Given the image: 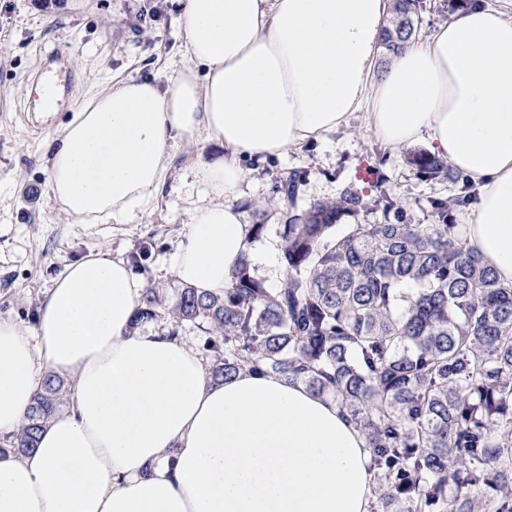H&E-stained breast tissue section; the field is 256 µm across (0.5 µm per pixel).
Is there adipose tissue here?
<instances>
[{
	"instance_id": "ef3b65f1",
	"label": "adipose tissue",
	"mask_w": 512,
	"mask_h": 512,
	"mask_svg": "<svg viewBox=\"0 0 512 512\" xmlns=\"http://www.w3.org/2000/svg\"><path fill=\"white\" fill-rule=\"evenodd\" d=\"M390 0H181L187 62L166 83L92 95L48 153L51 198L81 224L157 200L177 143L208 194L170 267L220 294L253 229L240 161L322 139L363 112L385 145L425 141L477 191L468 247L512 285V7L482 0L379 67ZM144 290L101 249L70 264L33 325L0 319V435L44 372L71 385L33 449L0 455V512H370L372 454L335 402L242 372L223 383L185 342L132 329Z\"/></svg>"
}]
</instances>
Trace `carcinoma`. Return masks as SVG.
Returning <instances> with one entry per match:
<instances>
[{"label":"carcinoma","mask_w":512,"mask_h":512,"mask_svg":"<svg viewBox=\"0 0 512 512\" xmlns=\"http://www.w3.org/2000/svg\"><path fill=\"white\" fill-rule=\"evenodd\" d=\"M421 0H392L380 44L395 54L416 37ZM408 163L455 184L459 173L427 151ZM303 175L280 174L278 204L295 205ZM400 218L347 224L364 198L348 189L282 225L284 276L270 288L245 257L224 294L144 289L136 324L167 311V335H208L212 382L255 371L301 383L343 407L372 450L371 512H512V285L464 246L449 213L456 195L431 202L434 224ZM65 381L46 375L26 421L0 454L35 447L63 405Z\"/></svg>","instance_id":"cac0c4a2"}]
</instances>
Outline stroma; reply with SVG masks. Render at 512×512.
<instances>
[{"mask_svg":"<svg viewBox=\"0 0 512 512\" xmlns=\"http://www.w3.org/2000/svg\"><path fill=\"white\" fill-rule=\"evenodd\" d=\"M177 0H0V318L31 324L39 300L66 267L101 248L130 260L145 284L174 288V275L157 277L183 238L203 188L193 174L197 160L222 155L178 145L166 183L153 208L128 224H80L48 194V148L66 122L94 93L118 81H166L183 67V33ZM54 78V114H45L35 88ZM406 149H392L369 130L362 115L309 146L282 156L243 160L247 171L240 202L248 223L264 230L258 248L281 250L286 217L276 204L274 185L286 169L302 171L298 209L338 198L346 189L362 192L367 206L361 224L395 222L379 192L360 177L378 168L384 192L398 198L416 224L433 223L430 203L453 195L445 180L419 175Z\"/></svg>","mask_w":512,"mask_h":512,"instance_id":"35a3bbf8","label":"stroma"}]
</instances>
